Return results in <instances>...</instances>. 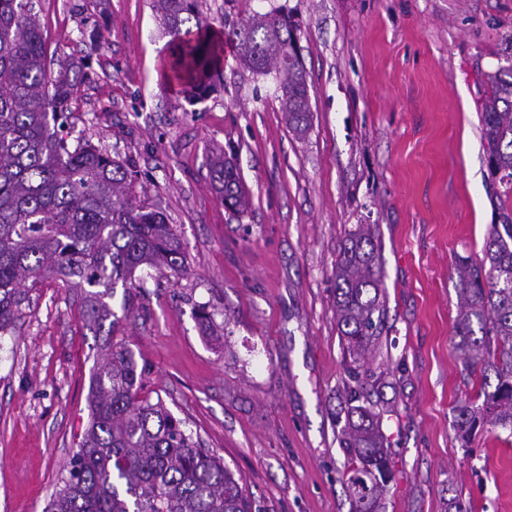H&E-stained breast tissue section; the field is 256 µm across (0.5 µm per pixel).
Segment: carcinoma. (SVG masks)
<instances>
[{"instance_id":"obj_1","label":"carcinoma","mask_w":512,"mask_h":512,"mask_svg":"<svg viewBox=\"0 0 512 512\" xmlns=\"http://www.w3.org/2000/svg\"><path fill=\"white\" fill-rule=\"evenodd\" d=\"M172 48L161 87L195 102L217 91L224 44L244 68L275 75L288 127L303 133L311 112L296 26L281 10L256 13L222 30L199 15L198 0H153ZM32 0H0V335L14 330L29 290L56 276L81 291L84 325L107 340L91 376L89 423L46 512H252L224 460L202 447L162 400L139 397L142 371L133 351L115 343L121 318L109 304L143 266L179 270L185 248L164 214L137 201L125 164L89 142L71 145L66 112L87 73L88 57L56 76ZM482 139L498 223L483 258H459L460 313L454 325L474 397L457 408L468 447L490 425L512 437V56L489 76ZM215 190L233 214L249 200L234 159L210 164ZM384 282L375 231H348L336 259V322L343 349L363 357L379 339ZM371 375L351 367L344 382L351 512H380L393 478Z\"/></svg>"}]
</instances>
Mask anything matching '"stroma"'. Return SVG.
Here are the masks:
<instances>
[{"label": "stroma", "instance_id": "1", "mask_svg": "<svg viewBox=\"0 0 512 512\" xmlns=\"http://www.w3.org/2000/svg\"><path fill=\"white\" fill-rule=\"evenodd\" d=\"M56 59L90 56L72 140L135 171L187 266L139 268L116 340L162 400L223 457L256 512H350L337 437L346 359L336 256L372 224L385 325L373 375L394 478L385 512H512V438L461 447L455 408L473 397L457 348L458 257L480 259L495 222L481 138L488 77L512 47V0H199L214 27L284 10L297 24L310 129H289L273 77L224 48L219 91L163 92L168 39L152 0H35ZM100 33L90 49L83 32ZM233 150L251 207L231 215L209 159ZM0 337V512H43L88 420L101 337L75 291L49 279ZM213 316V335L196 317Z\"/></svg>", "mask_w": 512, "mask_h": 512}]
</instances>
